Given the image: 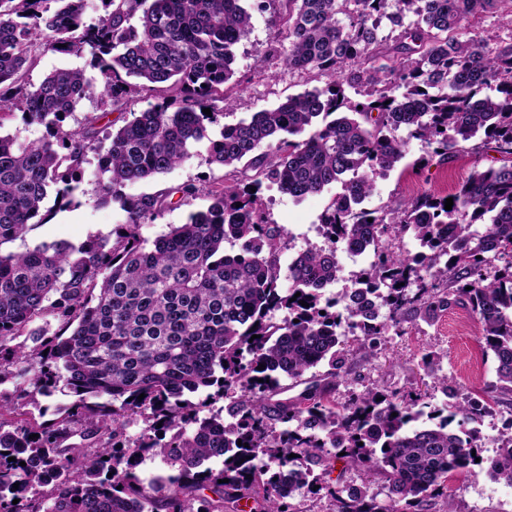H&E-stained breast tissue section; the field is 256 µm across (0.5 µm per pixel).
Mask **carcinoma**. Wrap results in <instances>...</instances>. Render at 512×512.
<instances>
[{
	"label": "carcinoma",
	"instance_id": "cac0c4a2",
	"mask_svg": "<svg viewBox=\"0 0 512 512\" xmlns=\"http://www.w3.org/2000/svg\"><path fill=\"white\" fill-rule=\"evenodd\" d=\"M100 2L89 19L87 0H0V125L19 113L46 129L30 143L0 135V246L49 218V193L54 207L71 204L91 153L97 203L125 213L109 234L79 245L0 251V385L18 380L16 397L0 391V512H235L242 500L252 512H292L289 499L305 487L325 492L326 512H424L456 473L479 469L512 484V434L485 457L479 428L512 392V43L492 47L462 26L504 0H281L273 28L275 41H288L283 64L329 81L222 126L208 162L235 170L245 160L254 175L210 191L207 210L150 248L143 225L198 188H127L208 139L224 116L218 103L231 105L224 85L251 10L271 0ZM386 28L400 31L396 66L380 55ZM46 47L89 54L97 76L64 69L27 81ZM364 64L365 86L356 69ZM87 97L103 111L136 97L151 103L112 132L97 128L94 113L69 126ZM401 128L441 162L472 141L495 144L506 160L475 170L450 194V210L447 197L431 194L366 209L376 176L404 157ZM267 181L298 200L340 186L320 217L325 245L285 268L286 230L260 205ZM407 232L422 251L389 249L387 239ZM227 241L236 252H224ZM339 245L373 261L355 288L326 298L341 278ZM495 260L505 265L491 275ZM457 305L478 317L497 361L488 390L444 410L379 389L336 405L348 352ZM323 363L330 372L305 377ZM283 377L304 389L280 397ZM60 383L75 400L56 419L23 411L19 398ZM211 388L230 399L227 416L199 417L190 396ZM137 418L143 428L131 439ZM457 418L473 427L451 429ZM149 455L174 474L140 478ZM338 462L365 479L318 484L314 470L328 476ZM377 476L381 500L370 491Z\"/></svg>",
	"mask_w": 512,
	"mask_h": 512
}]
</instances>
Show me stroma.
<instances>
[{
    "label": "stroma",
    "instance_id": "stroma-1",
    "mask_svg": "<svg viewBox=\"0 0 512 512\" xmlns=\"http://www.w3.org/2000/svg\"><path fill=\"white\" fill-rule=\"evenodd\" d=\"M271 11L253 12L248 38L236 50L233 80L237 85L231 108L224 121L238 122L259 109L272 107L304 90L324 86V75L285 67L274 43ZM466 28L485 38L491 45L512 42V0H503L501 10L477 18H468ZM396 137L404 143V157L395 169L375 181V189L363 206L378 209L404 198L405 184H413L416 195L445 194L458 187L473 171L497 165L500 155L493 146L481 152H458L453 162L442 164L432 157L430 147L410 138L400 129ZM229 169L207 161V146L199 144L194 156L171 169L158 180L133 186V193L153 192L187 183L196 184L198 194L170 209L155 223L144 225L147 240L168 232L171 226L185 223L189 213L206 209L209 190L222 188L231 181ZM337 193L336 188L295 200L276 187H263L261 198L272 223L283 225L287 237L280 253L282 263H290L308 247L323 246L319 217ZM118 203L96 204L91 193L75 192L70 207L54 213L46 223L35 225L20 239L1 246L7 252H23L42 243L68 241L82 243L89 237L109 233L122 222ZM461 308L443 312L430 323L423 321L407 327L405 334L388 333L378 351H352L345 363L347 381L337 383V404L348 402L352 394L371 388L401 390L403 394L428 391L434 406L463 400L482 393L496 382V360L482 339L480 322L463 327L458 322ZM456 512H512V485L493 481L482 474L457 473L445 484L441 494L428 502V512H443L446 504Z\"/></svg>",
    "mask_w": 512,
    "mask_h": 512
}]
</instances>
